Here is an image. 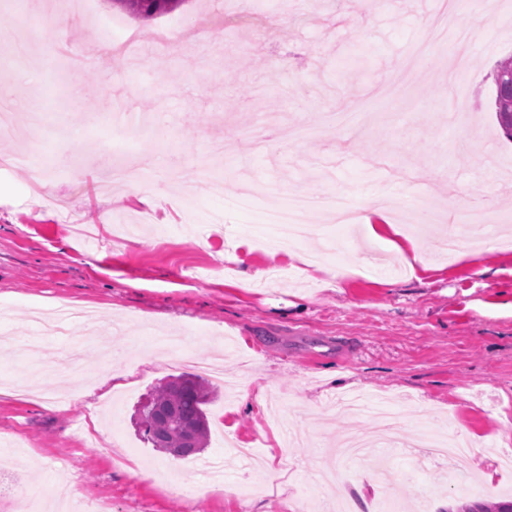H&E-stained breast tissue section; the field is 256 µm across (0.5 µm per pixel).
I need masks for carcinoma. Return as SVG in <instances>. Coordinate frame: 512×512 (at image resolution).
Segmentation results:
<instances>
[{
  "label": "carcinoma",
  "instance_id": "cac0c4a2",
  "mask_svg": "<svg viewBox=\"0 0 512 512\" xmlns=\"http://www.w3.org/2000/svg\"><path fill=\"white\" fill-rule=\"evenodd\" d=\"M125 13L150 19L173 11L184 0H112ZM494 106L504 135L512 139V57L496 63ZM211 388L206 379L184 373L160 386L142 406L147 423L154 433L144 431L153 447L166 453L180 449L187 457L202 451L208 445L210 428L204 406L209 402Z\"/></svg>",
  "mask_w": 512,
  "mask_h": 512
}]
</instances>
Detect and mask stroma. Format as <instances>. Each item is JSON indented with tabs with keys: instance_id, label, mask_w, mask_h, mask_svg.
Masks as SVG:
<instances>
[{
	"instance_id": "1",
	"label": "stroma",
	"mask_w": 512,
	"mask_h": 512,
	"mask_svg": "<svg viewBox=\"0 0 512 512\" xmlns=\"http://www.w3.org/2000/svg\"><path fill=\"white\" fill-rule=\"evenodd\" d=\"M12 2L0 0V29L40 64L0 70V86L18 124L37 109L43 122L26 141L0 135V153L26 158L0 172V337L12 340L0 378L39 381L43 395L0 394V443L28 447L19 471L0 450V480L24 484L0 493V512L40 492L79 512L104 501L112 512H305L324 468L338 475L331 495L354 512H372L387 492L427 491L434 512L512 497V476L490 455L512 448V140L490 76L512 55V0L486 13L475 0L455 10L448 0H378L369 15L352 0H185L129 19L142 65L118 51L106 71L83 51L111 41L112 0H92L90 16L56 32L38 24L54 0L38 10ZM169 26L203 36V53L156 54L155 34ZM356 51L368 66L344 79ZM158 112L166 148L144 131L110 150L122 128ZM328 112L366 118L349 129L327 123ZM257 135L265 153L249 149ZM45 155L54 164L42 200L27 180ZM116 167L147 171L153 195L111 185ZM207 175L222 193L191 196ZM476 183L497 203L482 223H456ZM299 193L342 194L359 210L377 200L389 228L370 240L315 210L290 260L263 213ZM244 195L250 208L238 205ZM428 211L455 222V259L415 233ZM417 255L432 269L415 278ZM201 267L212 278L189 280ZM272 267L283 278L257 287L256 272ZM66 304L99 316L122 358L104 362L76 320L66 335L37 337L33 311ZM169 331L199 357L233 343L205 407L210 443L188 457L153 448L136 423L140 402L190 370L160 344ZM348 390L386 399L405 431L423 423L468 436L471 476L460 483L443 463L420 468L403 447H381L375 412L333 414L329 401ZM350 430L369 446L344 461L332 446ZM229 439L258 441L259 489L239 493L248 477L238 460L224 490H210L206 468L224 463Z\"/></svg>"
}]
</instances>
